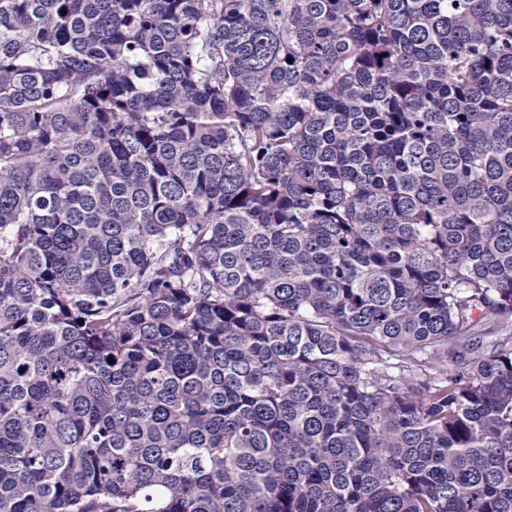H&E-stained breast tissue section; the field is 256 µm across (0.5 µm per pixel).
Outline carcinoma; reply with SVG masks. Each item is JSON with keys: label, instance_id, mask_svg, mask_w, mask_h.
Segmentation results:
<instances>
[{"label": "carcinoma", "instance_id": "carcinoma-1", "mask_svg": "<svg viewBox=\"0 0 512 512\" xmlns=\"http://www.w3.org/2000/svg\"><path fill=\"white\" fill-rule=\"evenodd\" d=\"M0 512H512V0H0Z\"/></svg>", "mask_w": 512, "mask_h": 512}]
</instances>
